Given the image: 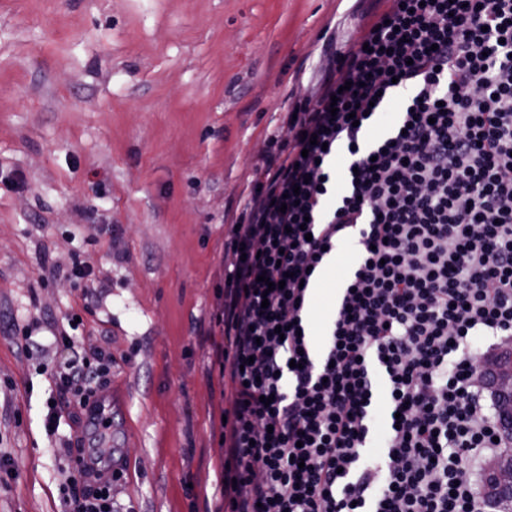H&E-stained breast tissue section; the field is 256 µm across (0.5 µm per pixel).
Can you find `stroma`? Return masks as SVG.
<instances>
[{
  "mask_svg": "<svg viewBox=\"0 0 512 512\" xmlns=\"http://www.w3.org/2000/svg\"><path fill=\"white\" fill-rule=\"evenodd\" d=\"M370 0H0V512H64L85 428L17 336L112 353L116 411L90 441L114 512H218L229 408L216 349L224 235L327 38L347 49ZM93 274L71 275L73 254ZM336 250L310 323L322 344ZM124 475L113 479L114 461Z\"/></svg>",
  "mask_w": 512,
  "mask_h": 512,
  "instance_id": "1",
  "label": "stroma"
}]
</instances>
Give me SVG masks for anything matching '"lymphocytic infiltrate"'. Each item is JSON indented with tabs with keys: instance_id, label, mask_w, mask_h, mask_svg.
Returning a JSON list of instances; mask_svg holds the SVG:
<instances>
[{
	"instance_id": "obj_1",
	"label": "lymphocytic infiltrate",
	"mask_w": 512,
	"mask_h": 512,
	"mask_svg": "<svg viewBox=\"0 0 512 512\" xmlns=\"http://www.w3.org/2000/svg\"><path fill=\"white\" fill-rule=\"evenodd\" d=\"M317 68L224 245V512H486L475 471L499 427L473 346L512 337V0H388ZM399 87L411 98L368 138ZM350 240L316 358L307 284ZM54 342L71 351L55 401L85 408L112 355ZM60 491L67 512H112L111 485L82 469Z\"/></svg>"
}]
</instances>
